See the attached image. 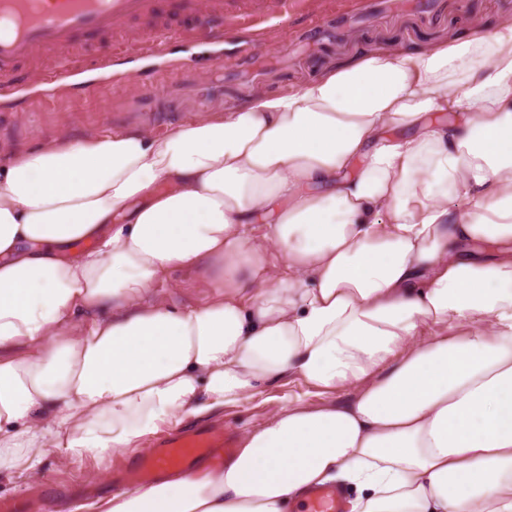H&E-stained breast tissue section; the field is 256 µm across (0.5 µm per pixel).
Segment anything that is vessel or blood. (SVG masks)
Listing matches in <instances>:
<instances>
[{"mask_svg": "<svg viewBox=\"0 0 512 512\" xmlns=\"http://www.w3.org/2000/svg\"><path fill=\"white\" fill-rule=\"evenodd\" d=\"M307 6L308 0H0V92L12 91L19 67L35 60L51 62L49 78H65L69 56L82 40L102 41L116 54H159L172 40L224 30L248 31L260 40L272 22ZM202 7L208 24L189 25ZM232 451L222 430L193 428L157 441L128 475L143 479L197 462L217 464ZM304 512H347L344 494L330 486L313 488Z\"/></svg>", "mask_w": 512, "mask_h": 512, "instance_id": "obj_1", "label": "vessel or blood"}]
</instances>
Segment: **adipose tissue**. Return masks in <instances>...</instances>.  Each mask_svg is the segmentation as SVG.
<instances>
[{"label": "adipose tissue", "mask_w": 512, "mask_h": 512, "mask_svg": "<svg viewBox=\"0 0 512 512\" xmlns=\"http://www.w3.org/2000/svg\"><path fill=\"white\" fill-rule=\"evenodd\" d=\"M186 268L208 302L162 296ZM294 374L348 396L91 512H288L336 480L352 512H512V22L0 160V477Z\"/></svg>", "instance_id": "1"}]
</instances>
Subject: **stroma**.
I'll list each match as a JSON object with an SVG mask.
<instances>
[{"label": "stroma", "mask_w": 512, "mask_h": 512, "mask_svg": "<svg viewBox=\"0 0 512 512\" xmlns=\"http://www.w3.org/2000/svg\"><path fill=\"white\" fill-rule=\"evenodd\" d=\"M310 10L273 28L263 43L243 33L177 39L159 55H113L104 69L76 67L78 83L50 81L33 72L12 95H0V156L37 148L63 134L124 126L164 133L191 117L244 105L320 76L332 65L354 63L370 51L428 48L452 35H481L512 20V0H309ZM321 402L296 375L270 385L258 399L212 417H189L239 438L285 401ZM134 453L102 462L70 464L48 454L37 478L0 481V498L24 497L31 512H50L53 497L78 488L84 500L109 494Z\"/></svg>", "instance_id": "stroma-1"}]
</instances>
